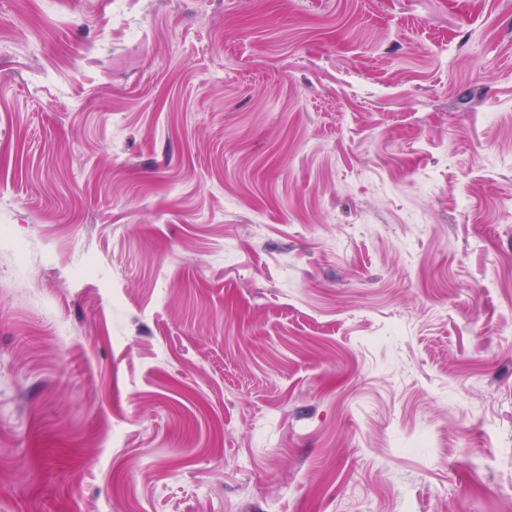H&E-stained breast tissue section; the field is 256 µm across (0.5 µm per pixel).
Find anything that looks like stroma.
I'll list each match as a JSON object with an SVG mask.
<instances>
[{"mask_svg":"<svg viewBox=\"0 0 512 512\" xmlns=\"http://www.w3.org/2000/svg\"><path fill=\"white\" fill-rule=\"evenodd\" d=\"M512 0H0V512H501Z\"/></svg>","mask_w":512,"mask_h":512,"instance_id":"stroma-1","label":"stroma"}]
</instances>
